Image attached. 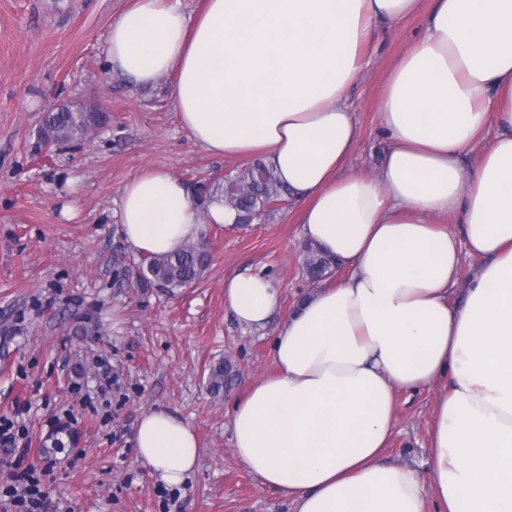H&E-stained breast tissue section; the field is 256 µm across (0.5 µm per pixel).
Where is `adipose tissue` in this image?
<instances>
[{"label":"adipose tissue","mask_w":512,"mask_h":512,"mask_svg":"<svg viewBox=\"0 0 512 512\" xmlns=\"http://www.w3.org/2000/svg\"><path fill=\"white\" fill-rule=\"evenodd\" d=\"M422 0H131L105 46L140 85L175 77L174 107L211 154L258 157L299 206L305 238L351 270L290 313L274 371L236 398L232 442L296 512H512V0H435L423 36L379 101L382 165L348 168L357 126L346 94L381 25ZM481 148L476 166L464 155ZM138 257L200 242L236 212L200 206L147 168L116 201ZM458 218L462 235L439 225ZM479 257L462 304L461 250ZM280 290L224 280V304L264 327ZM440 386L426 473L385 462L401 391ZM137 459L167 487L193 474L195 430L165 410L138 422Z\"/></svg>","instance_id":"obj_1"}]
</instances>
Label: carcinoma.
<instances>
[{
	"instance_id": "1",
	"label": "carcinoma",
	"mask_w": 512,
	"mask_h": 512,
	"mask_svg": "<svg viewBox=\"0 0 512 512\" xmlns=\"http://www.w3.org/2000/svg\"><path fill=\"white\" fill-rule=\"evenodd\" d=\"M106 120L101 112H87L85 107L70 105L62 112L44 113L39 125L40 144H78L84 140L88 128L100 126ZM288 195L273 169L257 160L235 168L229 176L219 178L205 188L204 198H222L239 214V223L246 224L266 211L269 204ZM305 269L313 283L328 278L336 267V260L322 249L306 244L303 247ZM209 254L197 244H185L180 250L144 259L139 266V282L163 288L172 293L198 280L209 265ZM237 371L231 362L222 360L211 366L207 387L210 394L218 397L233 386Z\"/></svg>"
}]
</instances>
